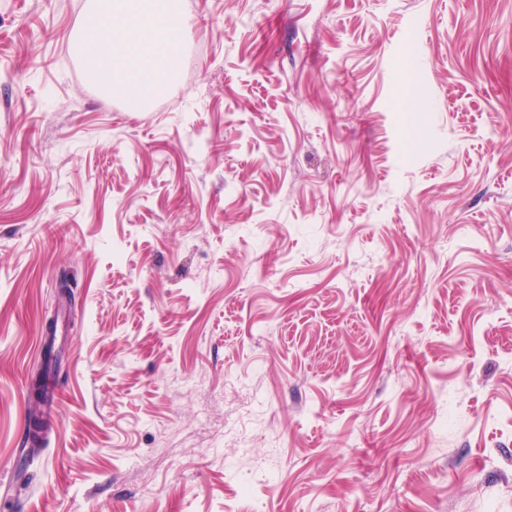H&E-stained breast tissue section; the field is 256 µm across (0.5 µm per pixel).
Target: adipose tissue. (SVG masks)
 Wrapping results in <instances>:
<instances>
[{
	"label": "adipose tissue",
	"instance_id": "1",
	"mask_svg": "<svg viewBox=\"0 0 512 512\" xmlns=\"http://www.w3.org/2000/svg\"><path fill=\"white\" fill-rule=\"evenodd\" d=\"M77 40L92 80L111 95L143 101L176 75L183 21L174 0H89Z\"/></svg>",
	"mask_w": 512,
	"mask_h": 512
}]
</instances>
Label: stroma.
Returning a JSON list of instances; mask_svg holds the SVG:
<instances>
[{"label": "stroma", "mask_w": 512, "mask_h": 512, "mask_svg": "<svg viewBox=\"0 0 512 512\" xmlns=\"http://www.w3.org/2000/svg\"><path fill=\"white\" fill-rule=\"evenodd\" d=\"M86 9L0 0V512H512V0H179L144 110Z\"/></svg>", "instance_id": "35a3bbf8"}]
</instances>
